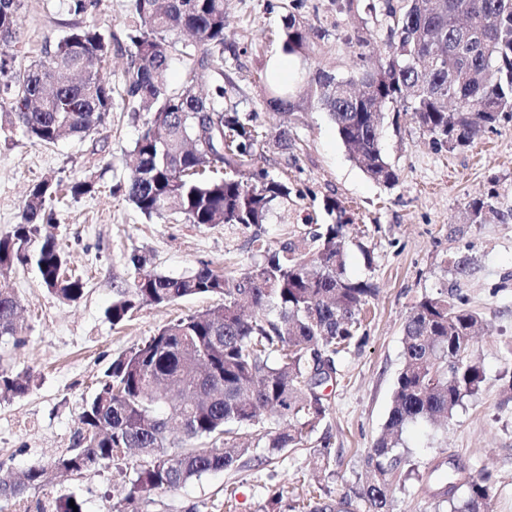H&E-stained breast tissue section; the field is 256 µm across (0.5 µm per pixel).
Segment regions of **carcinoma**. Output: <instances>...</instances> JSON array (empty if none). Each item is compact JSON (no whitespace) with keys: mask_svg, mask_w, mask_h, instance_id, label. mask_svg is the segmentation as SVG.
<instances>
[{"mask_svg":"<svg viewBox=\"0 0 512 512\" xmlns=\"http://www.w3.org/2000/svg\"><path fill=\"white\" fill-rule=\"evenodd\" d=\"M23 0H0V29H14ZM364 9L386 17L388 55L372 72L373 90L351 99L336 90V75L317 70L311 78L317 103L363 171L388 186L399 174L380 149L385 109L410 113L433 142L465 147L482 132L512 119V0H368ZM135 22L122 75L127 111L145 116L134 142V164L124 185L126 200L149 219H164L172 206L198 226L266 223L290 189L263 170L248 172L261 137L257 112H226L193 87L168 84L172 53L180 36L198 81L219 65L224 53V0H134ZM288 54L304 51L309 35L293 17L283 23ZM441 44L447 60L431 48ZM112 61V39L93 25L75 23L45 42L41 56L6 74L0 60V109L8 127L33 143L48 145L89 134L112 112V85L102 75ZM453 91L458 103L440 94ZM286 86L271 87L269 104L288 106ZM54 184L30 187L21 222L0 237V339L21 340L20 299L9 275L16 266L34 268L48 291L69 302L84 292L80 276L68 275L48 206ZM469 220L512 221L489 193L467 204ZM331 224H320L278 251L254 235L250 250L262 257L238 277H225L209 264L181 277L145 274L112 302L107 314L117 325L144 305L167 306L207 296L217 304L172 320L112 360L97 394L82 405L71 448L50 462L37 461L19 478L0 466V501L14 503L29 490L45 491L59 472L80 474L110 462L128 478V505L154 490H176L194 478L235 466L249 451L236 428L259 423L270 410L284 426L264 430L269 453L302 443L325 419L319 376L326 357L336 362L357 338L359 314L375 292L367 281L345 275L343 239L350 219L337 202ZM479 314L446 288L423 297L404 325V362L397 374L385 434L366 460L373 480L357 495L368 512H389L395 478L407 464L397 452L407 424L446 420L463 398L475 394L484 371L470 357ZM29 371L0 363V399L27 394ZM434 496L452 502V512H490L486 479H466L456 468L437 465ZM465 497L455 501L461 488ZM50 512H83L79 501L46 497Z\"/></svg>","mask_w":512,"mask_h":512,"instance_id":"carcinoma-1","label":"carcinoma"}]
</instances>
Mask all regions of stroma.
<instances>
[{"instance_id": "obj_1", "label": "stroma", "mask_w": 512, "mask_h": 512, "mask_svg": "<svg viewBox=\"0 0 512 512\" xmlns=\"http://www.w3.org/2000/svg\"><path fill=\"white\" fill-rule=\"evenodd\" d=\"M355 2L350 9L346 0H224V102L260 114L266 135L256 146L255 165L290 189L266 224L253 230L235 224L203 228L178 214L149 221L125 201L130 152L141 127L118 98L133 0H99L78 16L62 0H24L21 41L7 49L11 67L38 59L45 42L57 40L71 24L94 25L112 37V66L104 77L117 98L88 135L52 145L18 132L8 141L0 138V236L19 223L25 194L41 179L52 176L66 185L88 177L95 183L92 194L50 204L69 267L85 281L83 296L60 300L30 267L10 274L27 329L23 343L1 341L0 354L16 369L32 368L34 381L23 397L0 401V465L21 472L65 452L82 405L94 397L113 358L171 319L213 306L206 296L145 306L113 325L107 311L136 274L132 254L145 257L148 273L178 277L206 262L237 276L260 261L248 247L253 235L281 249L312 225L332 223L325 203L335 199L351 219L344 243L347 274L371 281L376 293L365 307V341L342 354L339 381L324 391L327 417L301 445L272 455L259 436L277 416L265 413L259 425L247 428L251 449L234 468L151 492L138 512H294V505L318 499H343L346 512H367L356 492L366 482L365 459L384 430L403 364L404 322L422 297L442 288L458 290L483 320L472 354L484 381L447 425H407L398 451L412 472L395 480L390 510L451 512L450 503L433 498L426 479L430 467L450 461L464 475H489L492 512H512V223L471 224L465 210L468 200L491 192L500 209H512V121L451 150L434 144L408 115L386 119L380 147L400 179L391 187L370 180L350 158L327 112L306 93L316 69L350 78L384 62V20L366 13L364 0ZM289 15L308 30L309 49L297 58L290 107L274 112L266 104L267 61L282 47L279 33ZM281 127L292 140L285 150L273 137ZM457 258L468 260L466 273L455 271ZM324 439L331 458L319 471L312 454ZM127 491L109 464L59 477L50 488L52 495L77 497L83 512H107Z\"/></svg>"}]
</instances>
